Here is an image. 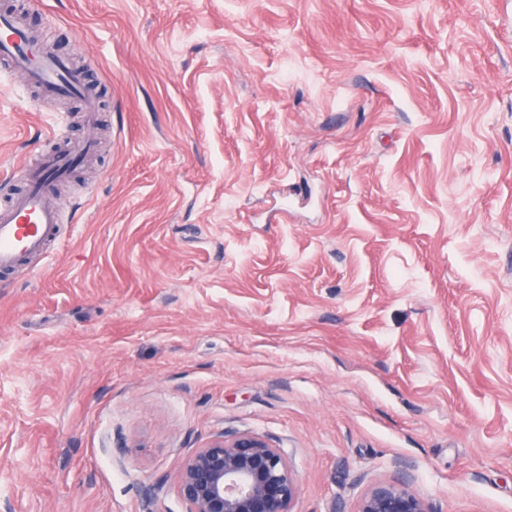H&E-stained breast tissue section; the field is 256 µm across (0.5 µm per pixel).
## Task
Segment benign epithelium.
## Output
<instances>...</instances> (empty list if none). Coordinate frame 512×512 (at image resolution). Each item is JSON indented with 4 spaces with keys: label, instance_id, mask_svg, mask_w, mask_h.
I'll use <instances>...</instances> for the list:
<instances>
[{
    "label": "benign epithelium",
    "instance_id": "1",
    "mask_svg": "<svg viewBox=\"0 0 512 512\" xmlns=\"http://www.w3.org/2000/svg\"><path fill=\"white\" fill-rule=\"evenodd\" d=\"M298 480L280 449L259 436L224 435L185 458L177 490L187 512H291ZM359 512H428L408 484L375 488Z\"/></svg>",
    "mask_w": 512,
    "mask_h": 512
}]
</instances>
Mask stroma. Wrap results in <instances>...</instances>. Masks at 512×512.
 I'll return each mask as SVG.
<instances>
[{
  "label": "stroma",
  "mask_w": 512,
  "mask_h": 512,
  "mask_svg": "<svg viewBox=\"0 0 512 512\" xmlns=\"http://www.w3.org/2000/svg\"><path fill=\"white\" fill-rule=\"evenodd\" d=\"M87 123L0 68V199L93 138L0 275V512H186L215 437L292 512H512V0H23ZM358 512H428L423 501L406 482H394L375 488L362 500Z\"/></svg>",
  "instance_id": "stroma-1"
}]
</instances>
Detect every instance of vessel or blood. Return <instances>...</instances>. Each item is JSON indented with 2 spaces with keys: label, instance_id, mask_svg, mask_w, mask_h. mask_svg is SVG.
<instances>
[{
  "label": "vessel or blood",
  "instance_id": "b4317fda",
  "mask_svg": "<svg viewBox=\"0 0 512 512\" xmlns=\"http://www.w3.org/2000/svg\"><path fill=\"white\" fill-rule=\"evenodd\" d=\"M0 62L26 71L32 83L53 97H75L83 86L82 72L39 47L24 18L13 11L0 12ZM95 149L94 142L82 141L62 152L42 151L18 166L24 188L0 202V271L13 270L47 249L60 222V211L51 202L54 191Z\"/></svg>",
  "mask_w": 512,
  "mask_h": 512
}]
</instances>
